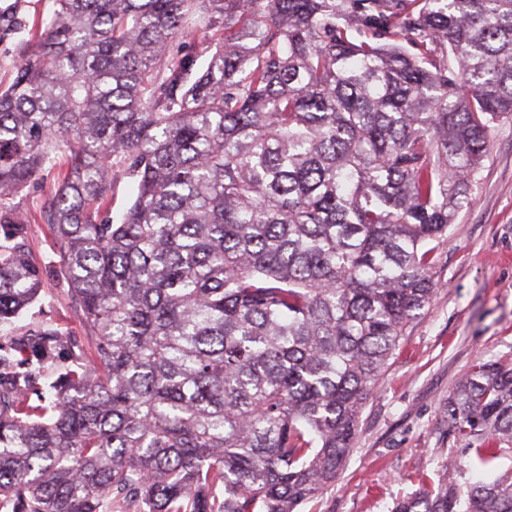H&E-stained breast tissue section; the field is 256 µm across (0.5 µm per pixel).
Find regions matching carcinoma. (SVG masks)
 <instances>
[{
	"instance_id": "carcinoma-1",
	"label": "carcinoma",
	"mask_w": 512,
	"mask_h": 512,
	"mask_svg": "<svg viewBox=\"0 0 512 512\" xmlns=\"http://www.w3.org/2000/svg\"><path fill=\"white\" fill-rule=\"evenodd\" d=\"M51 2L0 84V328L41 288L10 200L59 168L42 221L94 343L46 394L67 333L0 337V512H300L512 119V0ZM443 414L495 468L512 363ZM392 512H512V470Z\"/></svg>"
}]
</instances>
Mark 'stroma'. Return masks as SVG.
I'll return each mask as SVG.
<instances>
[{"label": "stroma", "mask_w": 512, "mask_h": 512, "mask_svg": "<svg viewBox=\"0 0 512 512\" xmlns=\"http://www.w3.org/2000/svg\"><path fill=\"white\" fill-rule=\"evenodd\" d=\"M472 197L439 248L437 293L390 358L343 470L302 512H391L442 473L461 483L480 480L464 465L443 407L475 361L512 359V120L496 126ZM26 244L43 288L15 332L52 321L85 343L48 225L33 221Z\"/></svg>", "instance_id": "35a3bbf8"}]
</instances>
